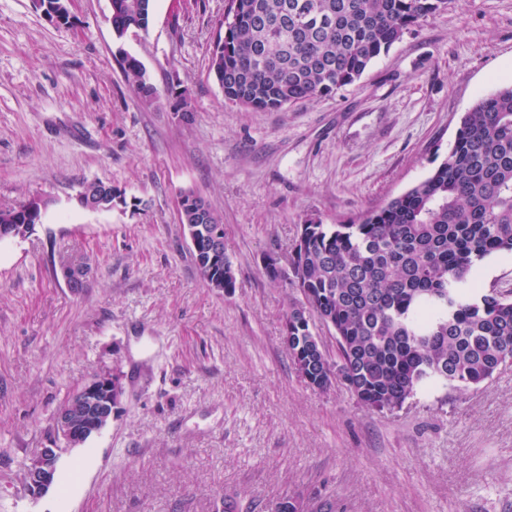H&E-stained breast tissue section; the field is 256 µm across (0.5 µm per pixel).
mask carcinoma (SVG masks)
Wrapping results in <instances>:
<instances>
[{
	"mask_svg": "<svg viewBox=\"0 0 512 512\" xmlns=\"http://www.w3.org/2000/svg\"><path fill=\"white\" fill-rule=\"evenodd\" d=\"M447 0H227L209 59L224 99L279 111L361 79L380 55ZM152 0H112L116 38L146 29ZM120 66L135 93L156 97L140 60ZM30 200L0 209V226L32 224ZM181 224H222L182 195ZM512 252V83L478 100L431 174L386 204L341 224L312 221L297 245L294 283L307 309L289 308L286 343L312 388L311 323L333 328L335 368L365 406L392 412L417 393L477 388L512 363V294L482 291L477 263Z\"/></svg>",
	"mask_w": 512,
	"mask_h": 512,
	"instance_id": "obj_1",
	"label": "carcinoma"
}]
</instances>
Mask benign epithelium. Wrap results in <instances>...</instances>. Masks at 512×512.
I'll return each mask as SVG.
<instances>
[{
  "label": "benign epithelium",
  "instance_id": "7a95c632",
  "mask_svg": "<svg viewBox=\"0 0 512 512\" xmlns=\"http://www.w3.org/2000/svg\"><path fill=\"white\" fill-rule=\"evenodd\" d=\"M118 192L107 189L98 204H85L83 196H78L84 208L110 210L120 202ZM191 247L194 253L204 256L209 269L224 262V237L221 228L211 226L201 231L192 224L186 225ZM66 285L74 291L84 287L88 269L84 265H65L60 269ZM124 393L122 380L113 373H101L82 387L71 393L58 408L53 421L57 438L65 446L73 449L84 444L90 437L105 428L119 410ZM63 449L51 444L41 449L28 461L25 470V491L36 497L49 491L55 482L58 463Z\"/></svg>",
  "mask_w": 512,
  "mask_h": 512
}]
</instances>
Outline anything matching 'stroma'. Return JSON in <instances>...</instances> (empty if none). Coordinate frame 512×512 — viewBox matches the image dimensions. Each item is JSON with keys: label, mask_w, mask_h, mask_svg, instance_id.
<instances>
[{"label": "stroma", "mask_w": 512, "mask_h": 512, "mask_svg": "<svg viewBox=\"0 0 512 512\" xmlns=\"http://www.w3.org/2000/svg\"><path fill=\"white\" fill-rule=\"evenodd\" d=\"M224 10L153 0L148 30L119 39L110 0H73L67 27L0 0V208L45 204L31 233L0 241V512H512V364L392 412L339 378L315 391L283 336L301 292L264 270L289 266L303 224L357 217L430 174L463 113L512 79V0H448L359 82L277 112L225 101L210 74ZM93 180L130 205L83 208ZM189 192L222 218L232 292L197 271ZM70 261L89 268L77 292ZM105 371L122 377L118 414L30 497L24 466L56 411ZM120 66L131 83L135 93L144 101H151L156 97V89L150 83L146 71L138 58L125 54L120 60Z\"/></svg>", "instance_id": "stroma-1"}]
</instances>
